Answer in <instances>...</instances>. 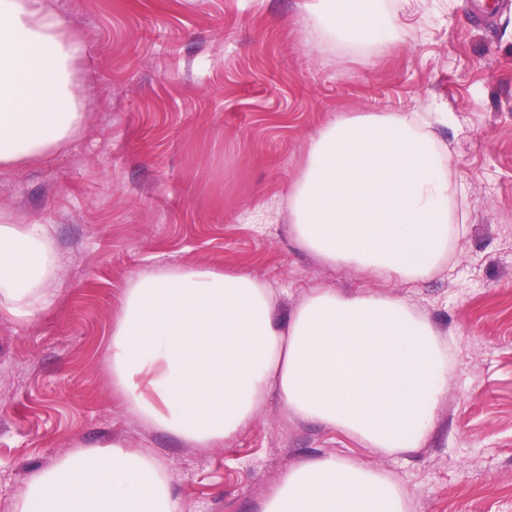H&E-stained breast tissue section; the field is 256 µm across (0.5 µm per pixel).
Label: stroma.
<instances>
[{
  "instance_id": "obj_1",
  "label": "stroma",
  "mask_w": 512,
  "mask_h": 512,
  "mask_svg": "<svg viewBox=\"0 0 512 512\" xmlns=\"http://www.w3.org/2000/svg\"><path fill=\"white\" fill-rule=\"evenodd\" d=\"M86 43L80 135L0 169V215L44 224L61 257L51 304L0 313V512L35 470L118 441L155 457L182 512H259L289 467L336 455L388 472L410 512H512V7L417 0L387 48L313 34L305 0H46ZM446 112L463 184L448 266L405 287L299 249L283 206L312 138L356 112ZM171 265L233 268L294 305L313 288L406 298L451 342L425 445L382 454L299 421L276 397L193 448L112 391V319L128 281Z\"/></svg>"
}]
</instances>
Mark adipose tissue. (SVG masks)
I'll return each mask as SVG.
<instances>
[{"instance_id": "1", "label": "adipose tissue", "mask_w": 512, "mask_h": 512, "mask_svg": "<svg viewBox=\"0 0 512 512\" xmlns=\"http://www.w3.org/2000/svg\"><path fill=\"white\" fill-rule=\"evenodd\" d=\"M323 35L387 44L382 0H309ZM86 45L44 0H0V166L76 137ZM428 112H359L324 126L288 190L298 246L333 267L406 284L441 270L465 194ZM58 255L41 224L0 219V308L52 298ZM245 271L169 267L126 286L112 321V388L157 429L207 447L244 429L266 395L302 421L385 454L421 448L448 390V344L402 297L316 288L285 314ZM384 471L333 455L288 469L261 512H408ZM14 512H182L167 470L114 443L35 471Z\"/></svg>"}]
</instances>
